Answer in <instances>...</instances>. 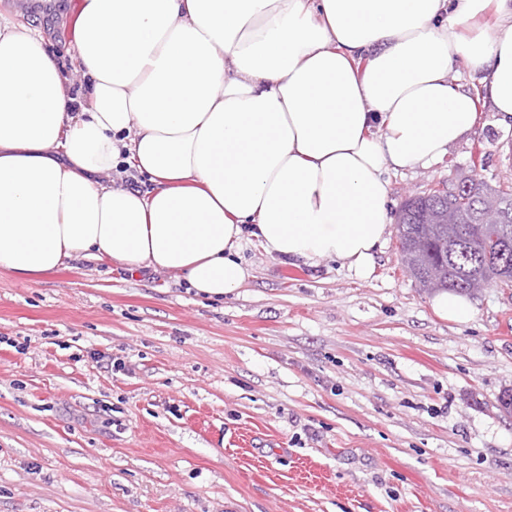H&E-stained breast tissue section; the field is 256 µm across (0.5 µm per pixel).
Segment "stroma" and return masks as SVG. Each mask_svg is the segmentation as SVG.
Masks as SVG:
<instances>
[{"instance_id": "1", "label": "stroma", "mask_w": 512, "mask_h": 512, "mask_svg": "<svg viewBox=\"0 0 512 512\" xmlns=\"http://www.w3.org/2000/svg\"><path fill=\"white\" fill-rule=\"evenodd\" d=\"M80 0H0L68 65ZM388 173L389 215L474 174L512 179V127ZM209 300L169 273L71 262L0 271V512H512V288L440 317L390 234L370 280L281 261Z\"/></svg>"}]
</instances>
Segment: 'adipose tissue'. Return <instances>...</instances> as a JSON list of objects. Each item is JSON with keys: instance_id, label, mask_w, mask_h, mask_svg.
<instances>
[{"instance_id": "obj_1", "label": "adipose tissue", "mask_w": 512, "mask_h": 512, "mask_svg": "<svg viewBox=\"0 0 512 512\" xmlns=\"http://www.w3.org/2000/svg\"><path fill=\"white\" fill-rule=\"evenodd\" d=\"M78 26L76 114L42 37L0 24V270L31 281L110 259L221 298L250 238L365 281L386 172L479 119L457 61L512 121V0H83ZM123 163L151 190L115 185Z\"/></svg>"}]
</instances>
